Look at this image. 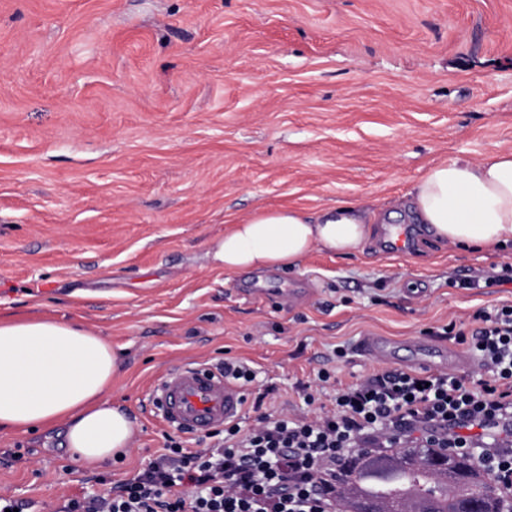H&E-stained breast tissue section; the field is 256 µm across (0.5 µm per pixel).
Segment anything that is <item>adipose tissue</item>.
Here are the masks:
<instances>
[{
	"label": "adipose tissue",
	"instance_id": "adipose-tissue-1",
	"mask_svg": "<svg viewBox=\"0 0 512 512\" xmlns=\"http://www.w3.org/2000/svg\"><path fill=\"white\" fill-rule=\"evenodd\" d=\"M396 219L428 225L444 244L512 242V151L435 164L387 212L344 202L314 215L257 211L225 231L210 255L228 273L293 269L316 247L342 255L363 251L372 225ZM118 368L109 342L77 322L0 321V429L49 430L67 422L70 457L85 467L126 453L135 423L107 397Z\"/></svg>",
	"mask_w": 512,
	"mask_h": 512
}]
</instances>
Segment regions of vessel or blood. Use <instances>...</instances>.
Listing matches in <instances>:
<instances>
[{"mask_svg":"<svg viewBox=\"0 0 512 512\" xmlns=\"http://www.w3.org/2000/svg\"><path fill=\"white\" fill-rule=\"evenodd\" d=\"M429 345V340L417 341L413 367L431 371L437 369L441 358L452 366L468 360L467 355L452 349L428 354ZM152 401L167 424L181 432L203 435L237 419L244 395L239 385L217 371L189 364L169 370L155 388Z\"/></svg>","mask_w":512,"mask_h":512,"instance_id":"vessel-or-blood-1","label":"vessel or blood"}]
</instances>
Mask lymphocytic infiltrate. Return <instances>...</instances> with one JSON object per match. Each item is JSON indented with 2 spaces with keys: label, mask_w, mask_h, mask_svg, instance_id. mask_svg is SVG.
<instances>
[{
  "label": "lymphocytic infiltrate",
  "mask_w": 512,
  "mask_h": 512,
  "mask_svg": "<svg viewBox=\"0 0 512 512\" xmlns=\"http://www.w3.org/2000/svg\"><path fill=\"white\" fill-rule=\"evenodd\" d=\"M473 319V329L452 321L442 332L476 357L475 381L386 370L338 391L313 417L265 414L246 434L229 422L194 450L170 437L142 472L60 512H331L324 482L348 449L390 448L417 432L475 456L512 497V305Z\"/></svg>",
  "instance_id": "lymphocytic-infiltrate-1"
}]
</instances>
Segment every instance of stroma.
<instances>
[{
    "label": "stroma",
    "instance_id": "obj_1",
    "mask_svg": "<svg viewBox=\"0 0 512 512\" xmlns=\"http://www.w3.org/2000/svg\"><path fill=\"white\" fill-rule=\"evenodd\" d=\"M512 150V0H0V317L73 319L121 358L128 453L86 469L63 430H0V493L59 512L145 467L148 399L186 362L246 363L239 416L314 413L311 392L401 368L449 321L512 304V264L418 232L412 254L313 249L294 270L207 257L260 209L385 208L432 164ZM282 284L301 300L249 297ZM391 339L397 359L357 349ZM344 357H335V349ZM328 370L329 383L318 379ZM391 342L383 336H366L360 344V351L370 358L386 361Z\"/></svg>",
    "mask_w": 512,
    "mask_h": 512
}]
</instances>
